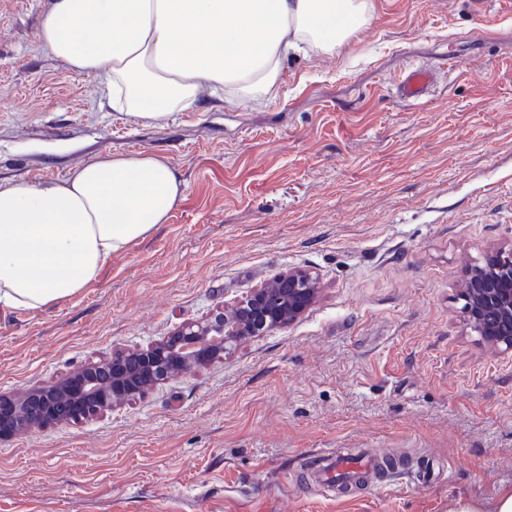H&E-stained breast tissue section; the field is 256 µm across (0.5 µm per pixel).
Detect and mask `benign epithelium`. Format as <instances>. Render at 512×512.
I'll list each match as a JSON object with an SVG mask.
<instances>
[{"instance_id":"obj_1","label":"benign epithelium","mask_w":512,"mask_h":512,"mask_svg":"<svg viewBox=\"0 0 512 512\" xmlns=\"http://www.w3.org/2000/svg\"><path fill=\"white\" fill-rule=\"evenodd\" d=\"M319 278L289 269L254 288L213 319L187 323L141 349L89 362L48 386L0 394V420L12 432L85 419L221 360L258 336L297 321L315 302ZM467 328L498 353L512 355V248H491L467 268L461 288Z\"/></svg>"}]
</instances>
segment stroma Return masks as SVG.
<instances>
[{
  "instance_id": "stroma-1",
  "label": "stroma",
  "mask_w": 512,
  "mask_h": 512,
  "mask_svg": "<svg viewBox=\"0 0 512 512\" xmlns=\"http://www.w3.org/2000/svg\"><path fill=\"white\" fill-rule=\"evenodd\" d=\"M261 109L204 101L149 126L0 0V182L147 150L187 184L168 221L76 296L0 315V393L206 320L291 268L294 324L103 416L0 439V512H494L512 491V359L467 331V267L512 246V0H372ZM464 61L459 70L449 58ZM437 70L401 100L404 66ZM407 456L391 494L313 483L320 449Z\"/></svg>"
}]
</instances>
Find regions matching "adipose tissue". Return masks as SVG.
I'll use <instances>...</instances> for the list:
<instances>
[{"label":"adipose tissue","instance_id":"adipose-tissue-1","mask_svg":"<svg viewBox=\"0 0 512 512\" xmlns=\"http://www.w3.org/2000/svg\"><path fill=\"white\" fill-rule=\"evenodd\" d=\"M370 0H44L43 45L94 74L113 111L142 124L202 94L260 107L288 59L332 53ZM186 192L169 160L98 158L56 180L0 184V313L43 310L95 281L113 254L166 223Z\"/></svg>","mask_w":512,"mask_h":512}]
</instances>
